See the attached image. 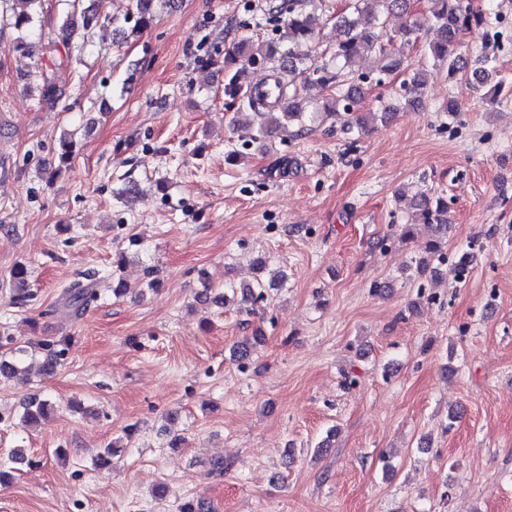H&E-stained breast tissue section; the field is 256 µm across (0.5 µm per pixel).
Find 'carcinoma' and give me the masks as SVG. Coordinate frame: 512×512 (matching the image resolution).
Listing matches in <instances>:
<instances>
[{
	"label": "carcinoma",
	"instance_id": "carcinoma-1",
	"mask_svg": "<svg viewBox=\"0 0 512 512\" xmlns=\"http://www.w3.org/2000/svg\"><path fill=\"white\" fill-rule=\"evenodd\" d=\"M66 8L62 15L61 28L82 31L87 37L100 23V13L96 9L83 6V0H63ZM301 0H288V4L269 5L268 23L272 24L275 35L254 40L245 38L224 56V96L238 100L241 109L249 111L255 117L253 142H264L271 139L279 130L290 125H303L309 121L306 106L301 98L296 78L324 87L334 86L338 94L330 97L324 104V112L334 115L345 112L344 125L348 132L362 130L376 120H385L389 112H362L361 78L353 76L356 61L367 55L378 56L379 68L382 73H394L403 70L402 56L392 48L393 41L407 39L417 29L412 25L395 34L382 39L380 30L384 29L385 16L393 13L407 12L410 0H346L343 10L334 16L335 27L342 33L333 53L334 66L327 64L307 63L306 58L297 52L303 45L309 46L317 40V20L300 7ZM155 0H132L133 10L124 17H112L109 22L120 31L124 38L136 36L151 27L156 19ZM42 8L41 0H0V25L14 29L18 36L12 42V50L27 55L31 52L32 43L28 41V33L34 28ZM427 28L434 31L435 37L428 42L427 49L434 61L446 66L448 77L456 76L464 69L460 58L454 56V48L458 46L460 36L472 25L483 24L486 16L474 4V0H428ZM265 68L270 71H288V80L277 81V91L284 105L275 107L262 101L258 89L249 80L253 69ZM41 100L54 103L63 97V90L49 76L42 78L38 86ZM417 216L423 223L439 232L448 230L443 223L446 205L443 199L430 201L424 198L415 203ZM427 253L430 257L416 260L418 273H423L432 260L444 257L440 242L429 241ZM14 299L18 302L30 297L28 271L18 266L12 273ZM95 299L94 289L86 284L76 282L65 289L61 298V308L68 318L83 315L90 301ZM68 337L58 341V347L46 345L42 370L52 373L61 364L65 355ZM27 349L23 346L14 349L8 360L0 361V376L24 379L26 368L23 367ZM48 406L45 399L31 398L24 406L21 421L30 427L44 415Z\"/></svg>",
	"mask_w": 512,
	"mask_h": 512
}]
</instances>
